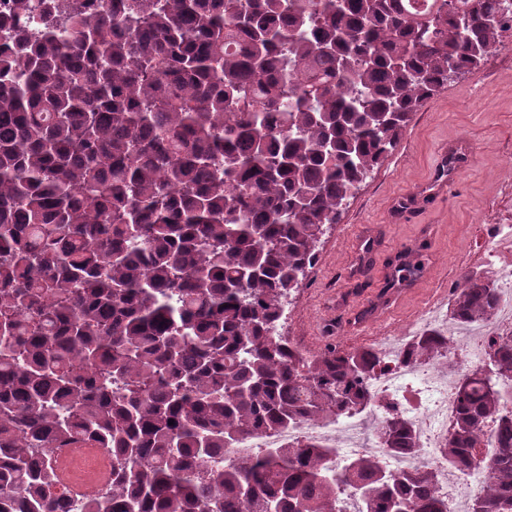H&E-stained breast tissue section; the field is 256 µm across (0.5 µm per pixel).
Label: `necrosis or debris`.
I'll use <instances>...</instances> for the list:
<instances>
[{
    "mask_svg": "<svg viewBox=\"0 0 512 512\" xmlns=\"http://www.w3.org/2000/svg\"><path fill=\"white\" fill-rule=\"evenodd\" d=\"M485 238V258L494 269L498 286L491 322L469 327L449 322L448 310L440 304L430 308L417 327L421 333L456 334L457 370L450 372L436 366L420 369L406 359L409 342L405 339L377 348L381 367L369 382L376 401L366 414L303 423L279 432L266 431L236 444L230 449V456H247L256 448L312 441L339 449L344 456L353 449L367 448L387 467L406 471L414 466V458L388 453L371 426L372 420L393 408L410 421L417 443L427 448L440 487L454 483L457 471L442 462L437 450L444 445L448 428L458 413L455 392L459 372L482 361L498 336L512 333V224L487 225ZM52 462L59 475L60 490L75 500L97 493L112 477V456L101 448H62L53 454Z\"/></svg>",
    "mask_w": 512,
    "mask_h": 512,
    "instance_id": "4bbe7bcc",
    "label": "necrosis or debris"
}]
</instances>
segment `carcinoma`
<instances>
[{
	"instance_id": "1",
	"label": "carcinoma",
	"mask_w": 512,
	"mask_h": 512,
	"mask_svg": "<svg viewBox=\"0 0 512 512\" xmlns=\"http://www.w3.org/2000/svg\"><path fill=\"white\" fill-rule=\"evenodd\" d=\"M0 14V512H448L403 414L336 466L301 442H238L374 402L373 348L304 354L276 332L324 229L415 112L478 67L512 0H46ZM496 290L465 272L452 317ZM453 340L413 341L455 369ZM512 335L466 370L439 449L497 457L471 512H512ZM173 424H168V421ZM112 453L76 505L51 453Z\"/></svg>"
}]
</instances>
